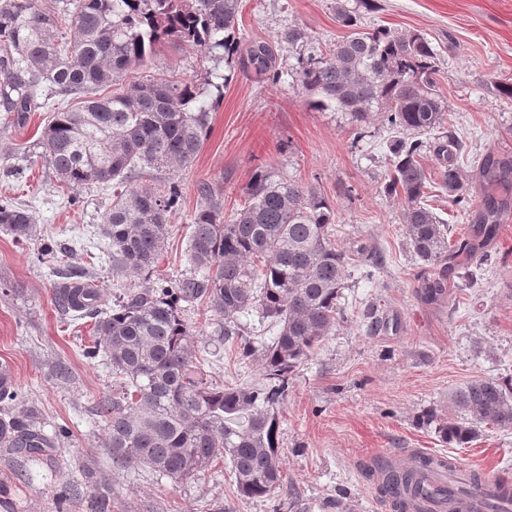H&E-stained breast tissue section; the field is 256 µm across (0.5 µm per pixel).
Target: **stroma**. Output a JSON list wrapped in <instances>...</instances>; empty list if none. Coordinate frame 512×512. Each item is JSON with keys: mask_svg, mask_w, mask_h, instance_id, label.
<instances>
[{"mask_svg": "<svg viewBox=\"0 0 512 512\" xmlns=\"http://www.w3.org/2000/svg\"><path fill=\"white\" fill-rule=\"evenodd\" d=\"M374 3L360 13L363 28L419 32L437 51L440 88L463 144L458 167L469 206L452 204L444 194L429 204L447 224L449 240H456L468 228V211L486 196L506 201L512 211V186L488 189L479 176L486 158L512 157V100L498 93L501 85H512V0ZM294 28L326 46L347 34L336 19V0H241L238 45L270 43L279 81L241 69L236 59L217 63L177 45L128 72L130 82L162 73L194 80L215 102L209 137L193 163L176 173L182 206L153 277L190 270L196 181L223 187L229 217L243 205L259 170L316 187L336 212L332 243L351 252L374 248L384 263L369 280L359 264L351 265L343 320L288 377L277 412L283 471L293 494L238 500L230 470L221 463L178 483L139 469L118 478L127 512H185L189 505L217 512H377L363 465L384 449L423 448L479 473L512 471V430L485 426L474 441L457 446L436 429L437 422L457 415L449 400L453 391L476 379L512 378V223L499 225L473 283L460 278L464 257L451 256L445 261L447 296L421 298L418 289L434 268L410 251L403 202L384 190L394 132L377 117L358 142L346 113L308 107L294 78L300 53L288 42ZM214 69L227 78L219 90L205 83ZM45 117L42 110L31 113L20 126L0 117V197L25 205L37 230L75 249V268L112 292V248L101 233L112 188L60 186L42 157ZM36 254V240L0 228V365L9 368L45 432L61 429L65 436L30 463L24 477L13 475L0 453V512H56V489L76 478L88 490L97 474L112 471L96 416L100 398L112 392V372L104 360L84 357L93 322L60 313L53 299L59 277ZM371 307L383 322L375 332L363 318ZM184 317L196 333L197 360L213 382L267 387L260 356L229 357L215 334L218 320L204 305L186 307ZM80 460L92 461L93 473L79 475Z\"/></svg>", "mask_w": 512, "mask_h": 512, "instance_id": "35a3bbf8", "label": "stroma"}]
</instances>
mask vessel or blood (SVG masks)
Returning a JSON list of instances; mask_svg holds the SVG:
<instances>
[{
    "instance_id": "obj_1",
    "label": "vessel or blood",
    "mask_w": 512,
    "mask_h": 512,
    "mask_svg": "<svg viewBox=\"0 0 512 512\" xmlns=\"http://www.w3.org/2000/svg\"><path fill=\"white\" fill-rule=\"evenodd\" d=\"M427 452L421 448L403 451L402 463H395L390 452L376 454L377 463L411 473V484L400 491L396 499L387 500L389 512H483L487 497L498 496V478L486 473L481 478L479 492L448 500L445 488L470 484L471 474L459 460L425 465Z\"/></svg>"
}]
</instances>
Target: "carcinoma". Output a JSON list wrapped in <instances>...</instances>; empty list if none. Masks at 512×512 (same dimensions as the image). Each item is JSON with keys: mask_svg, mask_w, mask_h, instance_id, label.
I'll return each mask as SVG.
<instances>
[{"mask_svg": "<svg viewBox=\"0 0 512 512\" xmlns=\"http://www.w3.org/2000/svg\"><path fill=\"white\" fill-rule=\"evenodd\" d=\"M240 0H66L61 11L39 0H0V108L23 125L28 112L50 106L40 144L56 180L71 189L112 184V205L103 232L112 245V276L149 277L162 255L168 224L181 206L174 178L135 186L145 169L170 174L196 158L210 125L213 105L193 80L151 75L124 86L132 68L148 65L166 45L187 44L219 61L235 49ZM338 22L349 29L326 50L302 29L288 43L303 48L297 82L320 111L345 112L355 140L382 113L394 130L434 131L446 122L437 85L436 51L421 33L387 26L361 28L359 14L336 0ZM274 52L253 44L244 68L281 78ZM112 92L97 95L103 88ZM56 100L50 105L48 101ZM462 144L438 138L446 160L438 187L460 205L468 189L456 154ZM392 169L385 191L404 201L409 248L422 261L439 265L448 252L447 225L426 203L431 182L421 164V143L389 141ZM487 183L512 182V159H490ZM191 216L189 272L160 278L151 287L128 288L105 306L99 289L72 279L54 294L63 313L95 318V340L83 354H104L120 390L103 398L98 416L107 435L104 448L113 472L147 468L173 481L187 479L223 460L241 499L269 497L286 487L280 419L275 410L288 374L331 334L340 318L350 254L331 242L336 214L318 190L292 178L256 173L245 202L224 217V190L196 183ZM499 203L488 198L475 216L478 234L496 232ZM0 227L18 238L36 235L28 210L0 199ZM41 263L72 258L46 242ZM445 282L427 279L426 300L445 295ZM204 304L220 318L218 336L238 357L254 348L243 337L241 316L257 310L278 326L262 346L264 389L210 382L194 360L195 331L183 318L184 305ZM451 401L459 416L441 424V437L459 446L491 425L512 430V382L478 379L457 389ZM25 406L16 385L0 382V449L18 468L56 447ZM120 492L106 477L81 501L83 512H125Z\"/></svg>", "mask_w": 512, "mask_h": 512, "instance_id": "carcinoma-1", "label": "carcinoma"}]
</instances>
